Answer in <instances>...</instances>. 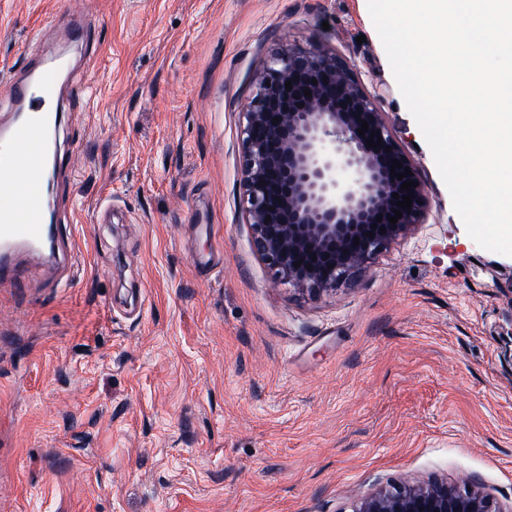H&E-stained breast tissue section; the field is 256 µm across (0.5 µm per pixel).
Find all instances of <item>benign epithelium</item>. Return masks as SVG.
I'll return each mask as SVG.
<instances>
[{
  "label": "benign epithelium",
  "instance_id": "1",
  "mask_svg": "<svg viewBox=\"0 0 512 512\" xmlns=\"http://www.w3.org/2000/svg\"><path fill=\"white\" fill-rule=\"evenodd\" d=\"M364 121L368 131L360 135ZM372 133L381 145L367 146ZM243 146L242 190L254 250L274 279L315 298L366 271L371 260L427 219L424 186L401 189L404 181H419L416 168L358 76L318 45L272 57L244 112ZM395 161L403 167L391 169ZM407 167L413 175L391 177L390 171ZM394 193L413 194L411 209H400L402 218L381 233L372 225L390 209ZM356 512L512 511L468 481L404 479L361 496Z\"/></svg>",
  "mask_w": 512,
  "mask_h": 512
}]
</instances>
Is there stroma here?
Wrapping results in <instances>:
<instances>
[{"mask_svg": "<svg viewBox=\"0 0 512 512\" xmlns=\"http://www.w3.org/2000/svg\"><path fill=\"white\" fill-rule=\"evenodd\" d=\"M313 44L430 201L318 299L258 258L241 187L257 77ZM32 48L73 52L50 202L75 267L0 288V512H354L405 477L512 505V257L467 235L367 0H0V82Z\"/></svg>", "mask_w": 512, "mask_h": 512, "instance_id": "obj_1", "label": "stroma"}]
</instances>
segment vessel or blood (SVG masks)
<instances>
[{
  "label": "vessel or blood",
  "mask_w": 512,
  "mask_h": 512,
  "mask_svg": "<svg viewBox=\"0 0 512 512\" xmlns=\"http://www.w3.org/2000/svg\"><path fill=\"white\" fill-rule=\"evenodd\" d=\"M61 94L58 66L41 63L27 75L6 81L4 101L18 119L0 132V195L35 164V140L53 131L52 105ZM43 195L35 193L17 205L0 204V287H18L26 277L21 252H40L57 243V228L43 217Z\"/></svg>",
  "instance_id": "vessel-or-blood-1"
}]
</instances>
